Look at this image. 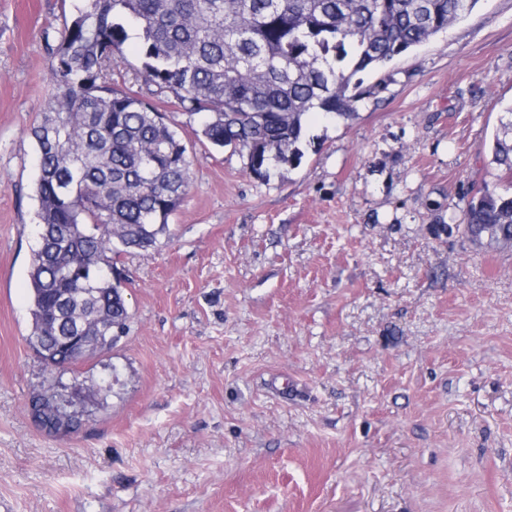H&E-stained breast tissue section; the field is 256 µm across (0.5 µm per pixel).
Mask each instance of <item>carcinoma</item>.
Instances as JSON below:
<instances>
[{"label":"carcinoma","instance_id":"obj_1","mask_svg":"<svg viewBox=\"0 0 512 512\" xmlns=\"http://www.w3.org/2000/svg\"><path fill=\"white\" fill-rule=\"evenodd\" d=\"M479 0H86L65 24L51 62L57 108L33 127L40 238L29 272L36 352L74 327L93 345L45 367L28 402L37 426L59 436L54 407L68 366L112 351L127 330L123 286L97 277L122 253L157 246L191 185V160L175 127L147 100L112 83L133 29L137 72L191 116L202 135L246 158L270 181L300 162L308 115L349 120L381 84L361 74L462 20ZM491 163L512 175V106L502 112ZM458 229L475 246L512 248V195L483 182ZM103 405L112 382L74 373Z\"/></svg>","mask_w":512,"mask_h":512}]
</instances>
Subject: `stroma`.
Returning <instances> with one entry per match:
<instances>
[{
    "mask_svg": "<svg viewBox=\"0 0 512 512\" xmlns=\"http://www.w3.org/2000/svg\"><path fill=\"white\" fill-rule=\"evenodd\" d=\"M82 3L0 0V512H512V250L432 233L502 176L512 0L364 74L386 88L309 122L267 182L126 42L117 86L177 126L192 184L169 236L122 255L127 332L81 366L117 379L61 439L27 411L45 378L30 130ZM492 141L491 163L509 172L512 177V106L502 112Z\"/></svg>",
    "mask_w": 512,
    "mask_h": 512,
    "instance_id": "1",
    "label": "stroma"
}]
</instances>
